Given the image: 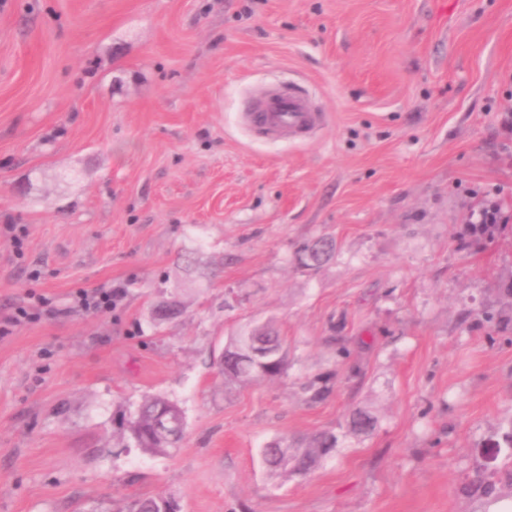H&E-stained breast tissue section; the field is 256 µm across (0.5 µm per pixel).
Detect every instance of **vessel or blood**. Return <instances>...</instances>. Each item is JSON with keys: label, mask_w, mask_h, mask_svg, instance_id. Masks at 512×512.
<instances>
[{"label": "vessel or blood", "mask_w": 512, "mask_h": 512, "mask_svg": "<svg viewBox=\"0 0 512 512\" xmlns=\"http://www.w3.org/2000/svg\"><path fill=\"white\" fill-rule=\"evenodd\" d=\"M325 113L316 111L304 88L291 86L267 91L257 98L243 123L270 139L308 140L325 124Z\"/></svg>", "instance_id": "obj_1"}]
</instances>
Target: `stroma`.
<instances>
[{"instance_id": "35a3bbf8", "label": "stroma", "mask_w": 512, "mask_h": 512, "mask_svg": "<svg viewBox=\"0 0 512 512\" xmlns=\"http://www.w3.org/2000/svg\"><path fill=\"white\" fill-rule=\"evenodd\" d=\"M288 82L324 128L258 140L240 112ZM321 235L335 257L304 265ZM511 284L512 0H0V512H486ZM256 320L287 370L226 387ZM150 395L185 412L176 451L112 435ZM357 409L377 428L345 437ZM326 430L311 474L268 471L267 442ZM123 296V288L116 286L101 294L88 293L81 290L77 293L78 304L83 309H96L100 311L111 310ZM258 339L271 344L274 356L268 364L251 363L247 368L241 364L243 348L251 339ZM288 365V353L285 340L278 332L267 324L250 325L231 336L224 347V360L220 363L224 382L239 386L258 384L276 379L284 374ZM178 505L168 497H147L136 500L127 512H178Z\"/></svg>"}]
</instances>
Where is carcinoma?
<instances>
[{
  "label": "carcinoma",
  "mask_w": 512,
  "mask_h": 512,
  "mask_svg": "<svg viewBox=\"0 0 512 512\" xmlns=\"http://www.w3.org/2000/svg\"><path fill=\"white\" fill-rule=\"evenodd\" d=\"M302 251L315 264L332 257L336 252V242L331 237H318L305 242ZM272 345L274 356L264 365L252 363L243 367L240 361L243 348L252 339ZM288 365L285 340L267 324L250 325L230 337L224 347V360L220 363L224 382L239 386L258 384L276 379L284 374ZM162 409L177 412L182 408L174 401L160 395L146 397L131 410H125L115 418L118 432L128 440L127 447L138 448L150 454H165L179 447L183 434L172 435L165 441L154 436L153 424L157 413ZM377 422L366 412L358 411L349 416L346 434L353 437L369 436L376 430ZM339 445V437L332 431L313 435L304 448L288 449V439L275 438L262 449L267 467L281 474L305 475L319 460ZM128 512H178V503L163 497H147L136 500Z\"/></svg>",
  "instance_id": "cac0c4a2"
}]
</instances>
